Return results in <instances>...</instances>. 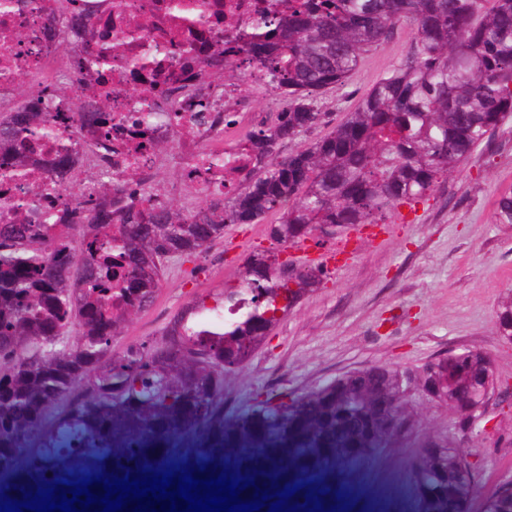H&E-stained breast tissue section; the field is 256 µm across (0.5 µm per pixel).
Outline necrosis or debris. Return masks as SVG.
<instances>
[{"instance_id":"1","label":"necrosis or debris","mask_w":512,"mask_h":512,"mask_svg":"<svg viewBox=\"0 0 512 512\" xmlns=\"http://www.w3.org/2000/svg\"><path fill=\"white\" fill-rule=\"evenodd\" d=\"M177 0H92L93 23L74 39L68 57L60 55V31L65 24L58 12V0H38L36 8H19L15 0H0V97L9 95L15 82L27 79L45 82L66 74L76 93L83 98L100 96L112 102L111 121L103 132L88 133L69 120L68 103L59 99L52 105L57 116V138L77 142L79 152L65 168L54 161L53 145L44 140L31 142L32 163L27 173L0 176V219L27 207V188L44 187L45 206L59 212L71 210L75 199L93 194V182L83 169H105L120 177L122 199L136 207L146 204L145 193L159 174L155 146L173 144L174 161L184 179L204 199L230 193L252 170L245 146L234 134L236 124L221 105L202 107L195 95L184 94L186 86L198 81L194 44L205 33L226 34L225 18L235 14L251 22L260 13L281 6L283 0H203L204 14L174 13ZM127 37L123 55L100 65L96 50L106 39ZM147 59L138 79H131V63ZM138 84L151 93L155 111L166 113L165 121L140 126L136 118L141 101L129 92ZM111 148H103V140ZM228 159L229 168H216L213 158Z\"/></svg>"}]
</instances>
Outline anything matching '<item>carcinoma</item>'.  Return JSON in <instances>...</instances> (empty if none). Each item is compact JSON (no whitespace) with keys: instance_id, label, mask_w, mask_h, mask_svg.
Wrapping results in <instances>:
<instances>
[{"instance_id":"cac0c4a2","label":"carcinoma","mask_w":512,"mask_h":512,"mask_svg":"<svg viewBox=\"0 0 512 512\" xmlns=\"http://www.w3.org/2000/svg\"><path fill=\"white\" fill-rule=\"evenodd\" d=\"M412 28L410 51L381 75L346 118L324 137L286 155L280 148L323 123L322 95L347 85L364 54ZM200 81L224 86V38L205 39ZM270 79L284 99L242 139L252 176L233 193L193 210L169 202L112 210L117 178L95 173L99 197L76 203L74 223L60 224L30 190V219L0 223V486L19 476L88 475L133 449L162 445V464L216 460L242 465L258 458L295 470L294 484L334 492L336 468L394 446L382 432L350 441L348 418L368 412L375 392L394 403L390 419L411 437L414 412L398 369L373 364L339 378V404L329 386L285 400L270 394L259 415L224 424V373L243 364L299 299L320 284L324 269L300 259L294 275L268 251L252 253L238 284L209 306L201 300L169 323L171 345L113 348L129 318L150 307L166 263L198 256L224 236L227 224H262L281 249L325 224L343 232L407 204L427 200L438 178L467 161L512 120V0H300L264 15L240 37L237 50ZM74 119L93 130L112 112L108 100L75 97ZM16 116L0 120V160L11 172L29 163L24 145L49 138L48 112L20 95ZM498 221L512 224V194L497 202ZM83 238L76 262L71 232ZM294 282L295 288L288 286ZM224 314H219V311ZM79 327L78 340L57 351ZM498 330L512 336V296L499 306ZM427 399L466 418L494 384L489 355L464 349L428 362ZM431 457L412 453L415 484L430 490L425 512H465L470 467L445 438ZM277 459L265 457V454ZM179 458L181 463L173 460ZM303 462L308 466L297 469ZM481 512H512V487H501Z\"/></svg>"}]
</instances>
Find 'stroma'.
<instances>
[{
    "mask_svg": "<svg viewBox=\"0 0 512 512\" xmlns=\"http://www.w3.org/2000/svg\"><path fill=\"white\" fill-rule=\"evenodd\" d=\"M409 26L361 59L344 90L322 97L324 124L281 147L288 154L340 123L375 80L410 49ZM512 192V122L448 176L438 179L426 204L387 215L372 236L359 226L338 242L315 250L326 278L272 330L245 364L224 377L227 422L254 410L266 394L300 395L372 364L417 373L449 350L480 349L492 359L498 390H512V344L497 337V309L512 292V224L496 219L500 196ZM262 224H230L213 251L221 267L202 271V258L169 260L154 303L133 316L115 349L162 341L173 317L201 295L238 283L250 253L271 249ZM420 435L454 441L471 466L476 497L512 482V398L493 399L468 433L455 415L417 393ZM407 449L368 460L345 472L360 492L348 499L366 512H415L417 495L406 473Z\"/></svg>",
    "mask_w": 512,
    "mask_h": 512,
    "instance_id": "1",
    "label": "stroma"
}]
</instances>
